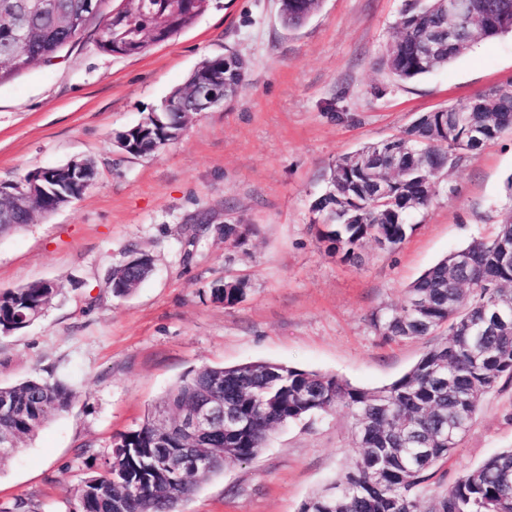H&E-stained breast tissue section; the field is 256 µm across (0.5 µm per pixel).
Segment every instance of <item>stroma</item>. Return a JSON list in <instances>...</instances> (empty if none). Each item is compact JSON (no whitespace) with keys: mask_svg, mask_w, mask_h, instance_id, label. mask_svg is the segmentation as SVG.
I'll return each instance as SVG.
<instances>
[{"mask_svg":"<svg viewBox=\"0 0 512 512\" xmlns=\"http://www.w3.org/2000/svg\"><path fill=\"white\" fill-rule=\"evenodd\" d=\"M404 0H321L284 30L278 0H212L188 28L137 57L96 45L103 0L81 38L0 83V185L73 159L95 164L78 200L0 236V289L35 280L59 298L24 330L0 337V384L64 376L77 396L0 468V508L73 512L91 457L135 428L182 374L268 361L375 389L408 371L437 336L390 340L372 318L405 299L423 270L494 232L512 200V130L443 175L413 233L392 251L369 243L354 264L315 237L312 204L336 160L388 138L420 113L459 105L512 80V33L414 81L383 63ZM233 51L248 76L230 103L192 115L181 140L134 158L116 135L141 122L202 60ZM248 224L236 246L221 232ZM154 259L152 276L117 297L107 272L125 251ZM240 276L247 296L211 301L215 280ZM345 409L272 431L250 462L201 481L179 512H299L354 455ZM512 448V381L483 397L447 461L428 474L421 507L465 470Z\"/></svg>","mask_w":512,"mask_h":512,"instance_id":"stroma-1","label":"stroma"}]
</instances>
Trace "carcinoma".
Returning <instances> with one entry per match:
<instances>
[{
	"instance_id": "obj_1",
	"label": "carcinoma",
	"mask_w": 512,
	"mask_h": 512,
	"mask_svg": "<svg viewBox=\"0 0 512 512\" xmlns=\"http://www.w3.org/2000/svg\"><path fill=\"white\" fill-rule=\"evenodd\" d=\"M97 2L45 0L42 10L34 13L29 0H11L8 16H0V59L12 65L0 68V82L56 57L58 46L76 42L79 35L69 20L88 22L97 13ZM208 6L209 0H125L100 25L97 45L107 53L138 56L191 26ZM318 7L319 0H280L282 28L297 29L301 18ZM479 22L485 40L512 31L511 14L491 26L483 18ZM14 27L26 31L25 43L15 41ZM468 50L448 47V13L438 0H405L384 64L398 80L409 81ZM202 66L224 68V81L238 86L246 78L245 64L234 52L208 57ZM179 91L175 109L163 104L143 125L117 134V148L147 157L177 143L195 112L197 86L190 78ZM502 113L512 114V99L497 100L486 112L469 113L472 121L485 126L484 145L507 130L499 120ZM464 139V127H449L442 112H426L389 138L359 148L369 157L382 154L376 175L348 166L345 156L339 158L327 189L312 206L326 228L316 231L318 240L335 242L336 253L348 261L379 237L388 249L398 248L415 229L412 219L430 206L437 179L461 159L458 144ZM375 176L390 183L388 199L371 196ZM56 189L30 211L0 212V235L29 223L34 212L49 213L70 201L69 187ZM503 242L512 245V213L490 236L473 239L425 270L406 289L402 305L373 318L394 340L432 336L448 327V341L429 348L391 384L369 390L336 375L266 361L192 369L148 408L136 429L114 439L99 470L79 488L73 512H176L194 492L196 478L221 469L179 473L173 456L164 458L165 471L152 466L160 436L158 414L168 411L174 424V415L204 397L224 398V412L243 420L237 432H218L205 443V451L219 449L224 462L231 464L253 460L276 427L347 409L357 458L331 484L334 492L313 494L300 512H420L418 493L428 471L448 459L474 422L481 398L502 379L512 381V325L489 332L483 323L491 310L512 313V263L494 262ZM152 270L148 255H128L108 272L112 293L131 294ZM248 290L249 280L226 276L209 292L212 301L233 307ZM57 295L58 289L44 281L0 290V335L21 331L39 319ZM75 397L74 385L62 378L33 377L0 386V402L11 405L0 411V433L9 436L16 449L53 417L67 412ZM428 512H512V449L464 473Z\"/></svg>"
}]
</instances>
